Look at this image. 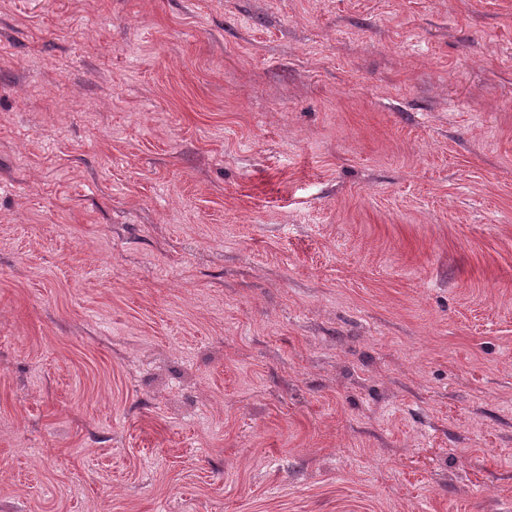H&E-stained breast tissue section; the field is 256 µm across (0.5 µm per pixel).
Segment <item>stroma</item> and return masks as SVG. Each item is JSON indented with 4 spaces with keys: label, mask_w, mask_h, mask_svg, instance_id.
I'll return each mask as SVG.
<instances>
[{
    "label": "stroma",
    "mask_w": 512,
    "mask_h": 512,
    "mask_svg": "<svg viewBox=\"0 0 512 512\" xmlns=\"http://www.w3.org/2000/svg\"><path fill=\"white\" fill-rule=\"evenodd\" d=\"M0 512H512V0H0Z\"/></svg>",
    "instance_id": "1"
}]
</instances>
